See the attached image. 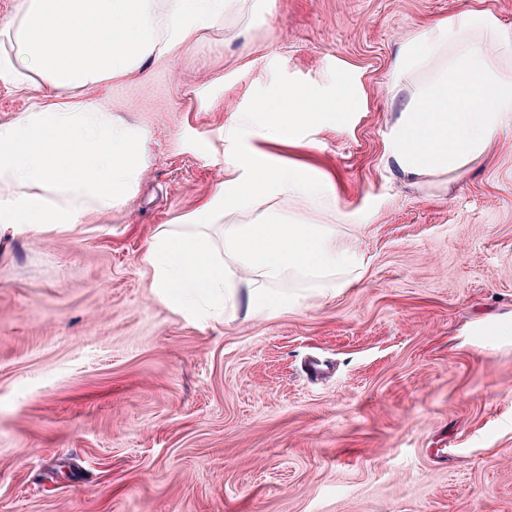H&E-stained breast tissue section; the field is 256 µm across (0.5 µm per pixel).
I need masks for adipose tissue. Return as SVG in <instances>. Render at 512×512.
<instances>
[{"label": "adipose tissue", "mask_w": 512, "mask_h": 512, "mask_svg": "<svg viewBox=\"0 0 512 512\" xmlns=\"http://www.w3.org/2000/svg\"><path fill=\"white\" fill-rule=\"evenodd\" d=\"M227 0H16L0 51V83L34 85L33 106L0 123V236L44 233L124 204L144 166L145 136L117 122L97 91L170 59L220 21ZM512 35L491 15L465 9L422 26L400 51L393 90L423 68L431 76L403 100L390 157L407 178L457 172L512 127ZM266 118L239 112L224 137L250 131L258 147L237 158L188 222L160 228L142 257L163 303L193 322L218 323L229 307L246 316L282 310L310 296L334 298L365 272L342 225L317 223L335 212L336 186L317 169L283 163L265 142L297 145V130L316 113ZM288 199L286 214L266 205ZM250 213L248 224L226 216ZM305 288L281 292L285 281Z\"/></svg>", "instance_id": "adipose-tissue-1"}]
</instances>
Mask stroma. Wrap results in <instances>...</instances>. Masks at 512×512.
<instances>
[{"instance_id": "obj_1", "label": "stroma", "mask_w": 512, "mask_h": 512, "mask_svg": "<svg viewBox=\"0 0 512 512\" xmlns=\"http://www.w3.org/2000/svg\"><path fill=\"white\" fill-rule=\"evenodd\" d=\"M512 0H232L169 60L102 91L147 136L138 192L71 230L0 239V512H512V134L458 172L388 155L404 41ZM317 91L304 146L366 258L336 298L220 325L158 300L142 256L250 132L235 113Z\"/></svg>"}]
</instances>
